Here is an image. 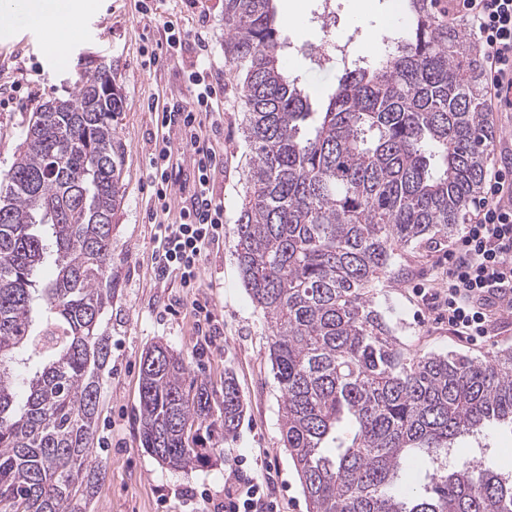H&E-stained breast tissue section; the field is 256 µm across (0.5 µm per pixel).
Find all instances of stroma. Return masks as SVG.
<instances>
[{
  "instance_id": "stroma-1",
  "label": "stroma",
  "mask_w": 512,
  "mask_h": 512,
  "mask_svg": "<svg viewBox=\"0 0 512 512\" xmlns=\"http://www.w3.org/2000/svg\"><path fill=\"white\" fill-rule=\"evenodd\" d=\"M83 21L82 37L70 43L68 57L46 53L41 34L21 30L14 40L0 41V177L13 164L33 112L48 100L74 93L84 71L98 63L110 66L123 98L116 131L126 145L121 192L112 217V358L104 372L93 465L105 472L89 497L86 512H206V502L188 510L180 491L188 486L222 500L225 486L253 476L271 481L280 512H309L302 486L281 435L280 390L268 357L264 316L243 288L235 254V219L246 190L249 155L238 130L241 103L233 83L224 85V116L218 125L203 124L202 140L224 161L213 175L214 194L224 206V241L204 256L197 287H182L178 277L159 279L154 256L159 223H173L178 209L158 215L146 179L145 160L158 135L149 102L188 100L187 73L198 52H206L216 75L224 73V0H94ZM320 0H277L282 35L289 47L284 65L300 76L317 96L331 93L338 72L314 65L299 51L318 43L322 33L312 17ZM394 0H336L339 34L349 38V52L361 57L354 30L387 29ZM150 6L145 19L141 6ZM176 20L202 32L204 44H186L181 55H163L147 66L145 50L164 36L163 24ZM399 274H387L378 287L387 319L397 328L406 352L415 356L455 352L482 359L512 348V313L496 316L491 336L462 341L418 303L415 289L441 287L448 268V249L399 250ZM208 305L217 332L201 335L194 303ZM163 342L182 353L198 379L222 390L232 372L245 403L238 432L225 437L221 428L201 430L215 454L210 464L191 473L159 463L141 443L140 362L145 350ZM486 445L497 467L512 471V432L487 430L481 440H461L460 454H477Z\"/></svg>"
}]
</instances>
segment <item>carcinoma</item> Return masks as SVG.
I'll return each instance as SVG.
<instances>
[{"label": "carcinoma", "instance_id": "carcinoma-1", "mask_svg": "<svg viewBox=\"0 0 512 512\" xmlns=\"http://www.w3.org/2000/svg\"><path fill=\"white\" fill-rule=\"evenodd\" d=\"M379 59L345 66L322 101L285 72L276 0H224V60L250 153L235 220L243 286L266 319L282 440L310 512H512V477L453 453L512 430V349L486 359L411 356L374 309L398 248H432L467 223L492 130L480 53L445 0H404ZM104 66L34 112L0 181V504L84 512L112 342V215L125 144ZM49 268L52 276L38 279ZM141 441L188 471L204 424L233 436L244 402L191 375L162 343L140 364ZM427 466L410 495L407 464Z\"/></svg>", "mask_w": 512, "mask_h": 512}]
</instances>
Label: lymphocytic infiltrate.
<instances>
[{"label": "lymphocytic infiltrate", "mask_w": 512, "mask_h": 512, "mask_svg": "<svg viewBox=\"0 0 512 512\" xmlns=\"http://www.w3.org/2000/svg\"><path fill=\"white\" fill-rule=\"evenodd\" d=\"M460 2L480 36L489 104L511 107L512 0ZM188 83L190 100L178 112L183 149L190 155L196 204L193 210L181 213L178 223L160 225L158 274L179 276L184 287L192 288L206 250L224 239V209L213 193L216 152L197 134L203 122L219 113L218 84L210 61H195ZM172 166L169 145L155 146L147 157L146 175L163 208L172 189ZM448 262L447 287L419 288L416 296L438 320L447 322L457 338L469 341L488 336L491 309L512 308V294L493 301L486 297L487 291L498 286L512 287V177L503 170L491 171L488 190ZM267 488V481L249 478L243 485L225 489L223 501L214 504L213 512H278Z\"/></svg>", "instance_id": "lymphocytic-infiltrate-1"}]
</instances>
